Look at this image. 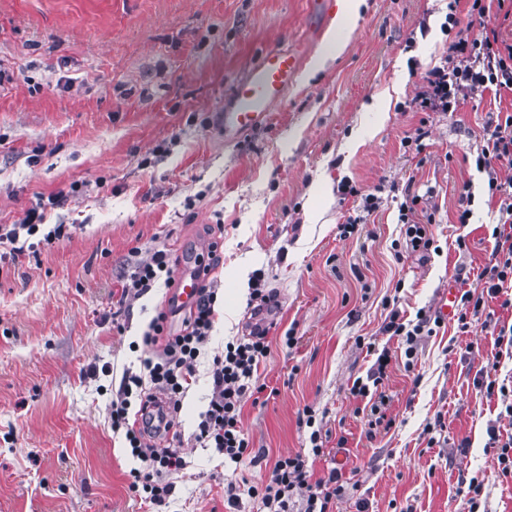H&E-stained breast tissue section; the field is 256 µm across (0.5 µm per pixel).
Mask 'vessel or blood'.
I'll list each match as a JSON object with an SVG mask.
<instances>
[{
	"label": "vessel or blood",
	"instance_id": "b4317fda",
	"mask_svg": "<svg viewBox=\"0 0 512 512\" xmlns=\"http://www.w3.org/2000/svg\"><path fill=\"white\" fill-rule=\"evenodd\" d=\"M301 64L302 56L297 52L264 55L233 89L223 114L225 134L238 135L265 124L272 106L295 81ZM178 280V303L191 304L197 297V268L180 266Z\"/></svg>",
	"mask_w": 512,
	"mask_h": 512
}]
</instances>
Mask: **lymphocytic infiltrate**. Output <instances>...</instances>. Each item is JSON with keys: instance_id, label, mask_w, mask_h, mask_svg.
I'll return each instance as SVG.
<instances>
[{"instance_id": "1", "label": "lymphocytic infiltrate", "mask_w": 512, "mask_h": 512, "mask_svg": "<svg viewBox=\"0 0 512 512\" xmlns=\"http://www.w3.org/2000/svg\"><path fill=\"white\" fill-rule=\"evenodd\" d=\"M506 0H448V29L453 38L442 66L429 71L424 90L415 97L422 112H454L462 100L493 91L495 96L512 95V43L501 40L497 21ZM483 144L475 158L477 169L487 177V202L498 207V225L493 231L495 244L477 276L479 291L467 290L460 296L456 314L459 332H468L471 319L483 315V329H492L512 348V328H500L487 314V299H500L501 307L512 310V177L501 180V169L512 170V113H498L482 133ZM70 196L59 190L47 202H36L16 224L0 225V244L6 243L14 256L31 253L35 242L52 245L67 238L65 225L46 227L48 208L60 207ZM421 196L406 195L400 205L406 247L428 252L433 244L429 226L434 212L419 214ZM222 257L209 250L198 260L200 288L179 330L170 326L171 310H158L143 334V344L154 355L145 359V374L124 370L110 410L113 431L123 432L125 445L142 466L130 470L129 490L150 506L165 505L174 491L171 475L184 468L178 449L164 446L163 438L181 410L182 399L192 383L195 366L215 323L218 281L211 278ZM177 261L169 250L157 249L137 259L121 286V300L144 296L157 283L176 285ZM269 352L266 334L228 343L222 355L214 357L211 368L212 393L201 415L196 439L216 449L229 465L251 459L253 450L242 426V413L248 400L258 399L265 390L254 378L260 362ZM389 351H382L368 380H356L354 396L366 399L369 408L368 432L376 434L387 419V397L380 385L390 364ZM306 455L296 453L277 457L265 483L249 487L250 496L260 498L266 512H288L295 495L306 501L304 512H333L342 496L343 474L330 468L324 477L312 478Z\"/></svg>"}]
</instances>
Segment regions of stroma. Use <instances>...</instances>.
<instances>
[{
    "label": "stroma",
    "mask_w": 512,
    "mask_h": 512,
    "mask_svg": "<svg viewBox=\"0 0 512 512\" xmlns=\"http://www.w3.org/2000/svg\"><path fill=\"white\" fill-rule=\"evenodd\" d=\"M447 14L448 0H365L343 54L316 72L330 33L313 0H0V225L79 189L49 217L73 225L70 238L0 256V512H147L128 489L139 462L113 432L109 403L124 369L143 372V330L172 292L157 286L122 311V280L136 251L164 247L187 262L215 241L224 302L173 428L186 467L161 512H261L244 491L228 505L225 486L260 484L278 456L299 451L323 477L327 461L310 453L315 427L350 473L334 512H469L473 480L483 512H512V479L487 445L490 423L507 435L512 421L475 385L512 378V356L453 318L418 337L410 359L380 332L387 299L409 321L447 285L474 288L494 244L487 176L462 157L512 97L488 91L455 112L414 104L448 48ZM289 48L302 66L268 122L225 135L234 84L267 51ZM419 127L425 138L409 143ZM346 182L379 193L380 207L362 215ZM466 183L472 215L457 224ZM408 189L437 207V249L399 258ZM357 215L363 223L341 236ZM243 267L262 273L277 308L257 372L267 390L242 418L265 456L231 471L195 434L213 357L249 333ZM371 342L392 355L382 389L394 423L370 439L351 387L376 360ZM308 407L311 428L301 422Z\"/></svg>",
    "instance_id": "obj_1"
}]
</instances>
